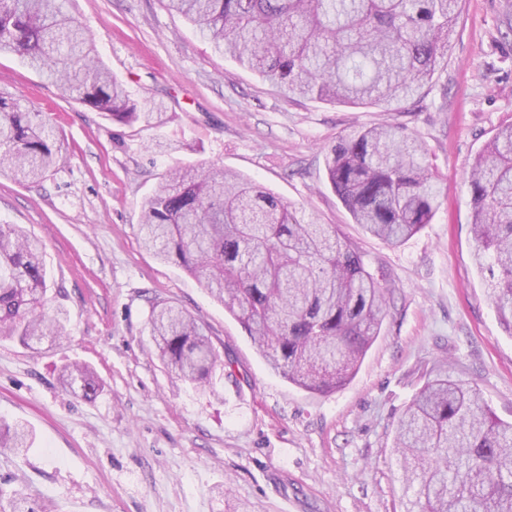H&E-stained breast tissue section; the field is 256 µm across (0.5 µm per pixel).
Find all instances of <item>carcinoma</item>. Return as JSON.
<instances>
[{
    "label": "carcinoma",
    "instance_id": "carcinoma-1",
    "mask_svg": "<svg viewBox=\"0 0 512 512\" xmlns=\"http://www.w3.org/2000/svg\"><path fill=\"white\" fill-rule=\"evenodd\" d=\"M68 0H0V52L20 56L71 99L114 123L158 127L161 105L140 107L96 58ZM217 48L287 97L398 110L441 67L458 0H166ZM62 159L55 128L0 93V168L38 183ZM325 169L355 223L399 245L430 223L440 179L424 144L401 126L362 127L325 153ZM474 260L512 332V124L486 144L470 173ZM142 244L203 281L245 328L268 366L310 391L345 384L378 336L386 292L359 250L331 224H306L242 175L216 167L169 171L142 203ZM38 243L0 224V339L27 345L67 333L53 309ZM160 358L202 383L220 360L197 319L157 304ZM64 388L95 396L86 368H64ZM21 424L0 421V447L31 448ZM407 489L404 512H512V423L446 369L427 379L394 436ZM11 512H49L17 491Z\"/></svg>",
    "mask_w": 512,
    "mask_h": 512
}]
</instances>
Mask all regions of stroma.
<instances>
[{
  "label": "stroma",
  "mask_w": 512,
  "mask_h": 512,
  "mask_svg": "<svg viewBox=\"0 0 512 512\" xmlns=\"http://www.w3.org/2000/svg\"><path fill=\"white\" fill-rule=\"evenodd\" d=\"M68 10L130 99L164 100L170 119L113 123L0 56V90L50 118L63 155L37 185L0 172V222L40 243L51 304L69 316L67 336L36 348L0 342V419L35 436L24 454L0 448V512L18 490L60 512H403L395 428L433 369L447 364L512 420V335L474 261L469 188L478 154L512 122V0H460L447 69L396 112L286 98L162 0ZM383 122L423 141L444 193L430 224L396 247L353 223L324 163L339 135ZM188 165L248 176L297 217L336 225L383 275L387 317L345 385L288 383L202 282L142 247V199ZM157 302L204 323L232 371L200 386L162 364ZM73 363L100 379L93 399L61 387Z\"/></svg>",
  "instance_id": "stroma-1"
}]
</instances>
